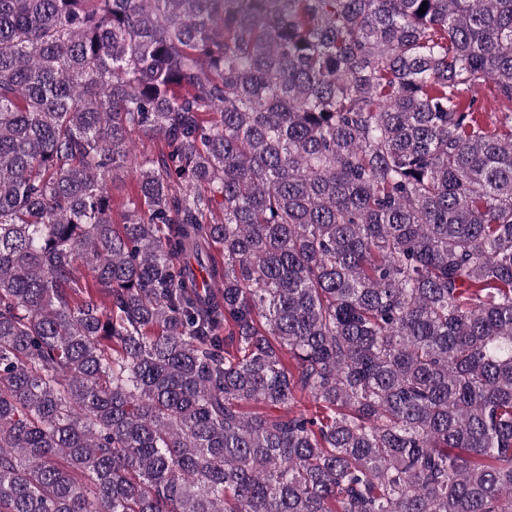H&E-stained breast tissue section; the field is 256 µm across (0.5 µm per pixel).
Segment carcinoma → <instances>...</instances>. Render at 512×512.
Segmentation results:
<instances>
[{"mask_svg": "<svg viewBox=\"0 0 512 512\" xmlns=\"http://www.w3.org/2000/svg\"><path fill=\"white\" fill-rule=\"evenodd\" d=\"M0 512H512V0H0ZM132 141L135 145L134 154L137 155V159L133 154L127 164L116 171L112 187V196L116 202L123 199L126 200L128 194L131 193L136 179V161L144 155L154 154L160 145L158 139L142 132L133 134Z\"/></svg>", "mask_w": 512, "mask_h": 512, "instance_id": "carcinoma-1", "label": "carcinoma"}]
</instances>
